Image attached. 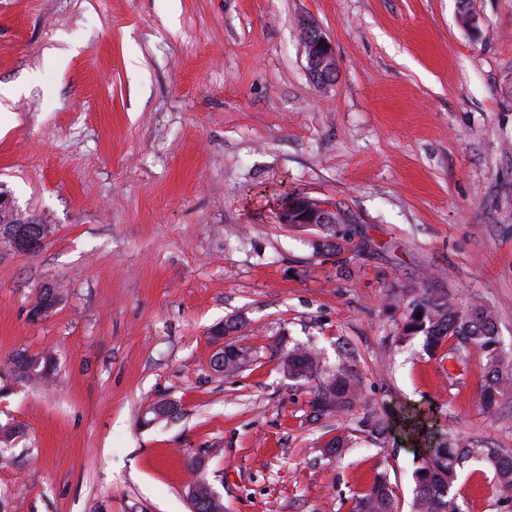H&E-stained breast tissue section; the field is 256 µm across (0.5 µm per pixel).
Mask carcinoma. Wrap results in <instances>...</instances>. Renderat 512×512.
<instances>
[{"instance_id": "cac0c4a2", "label": "carcinoma", "mask_w": 512, "mask_h": 512, "mask_svg": "<svg viewBox=\"0 0 512 512\" xmlns=\"http://www.w3.org/2000/svg\"><path fill=\"white\" fill-rule=\"evenodd\" d=\"M401 334L405 337L420 334L429 352H437L445 339H452L457 346L448 354V359L461 362L460 352L476 349L486 353L484 366V405L492 410L497 397L512 388V378L505 375L501 356L497 353L498 336L496 318L489 306L475 302L461 310L455 308L442 296L429 295L413 304L403 323ZM7 369L0 375L25 374L39 378L45 383L53 382L54 356L50 352L28 355L16 353L6 361ZM285 376L300 381L312 390L311 406L319 415L345 412L353 408L361 392L363 380L352 364L351 357H339L333 367L316 350L296 345L283 353L280 363ZM362 431L383 442L390 430L388 422L376 412H366L358 421ZM403 431L410 438L423 433L422 414L414 412L400 418ZM19 427L0 424V459L6 457ZM480 458L494 473L495 490L505 501L512 499V454L498 452L459 437H451L433 450L417 452L419 465L414 471L415 494L411 503L412 512H459L452 488L466 462ZM197 472L192 482L197 498L193 512H223L224 503H213L209 498L210 483L199 474L200 465L191 464ZM353 512H398L394 490L384 478L377 479L372 486L355 500Z\"/></svg>"}]
</instances>
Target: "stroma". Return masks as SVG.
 <instances>
[{
  "label": "stroma",
  "mask_w": 512,
  "mask_h": 512,
  "mask_svg": "<svg viewBox=\"0 0 512 512\" xmlns=\"http://www.w3.org/2000/svg\"><path fill=\"white\" fill-rule=\"evenodd\" d=\"M0 0V190L47 225L33 253L0 239V363L52 352L54 386L9 382L0 512H191V461L224 512H352L387 476L410 512L411 440L362 433L416 410L424 443L512 453V392L483 403L485 357L402 339L424 294L491 306L512 369V0ZM336 57L306 70L297 22ZM334 202L320 228L279 223L281 189ZM62 300L29 311L42 285ZM254 360L216 374L208 332L230 318ZM303 343L349 350L354 411L314 417L280 369ZM177 418L141 427L152 401ZM346 435L340 456L323 449ZM461 512H512L486 464ZM297 26L305 48L306 69L310 80L320 88L331 84L336 74V58L332 47L313 21L302 19ZM362 431L374 437L375 440L385 442L390 430L388 422L384 421L377 412H366L358 421Z\"/></svg>",
  "instance_id": "35a3bbf8"
}]
</instances>
